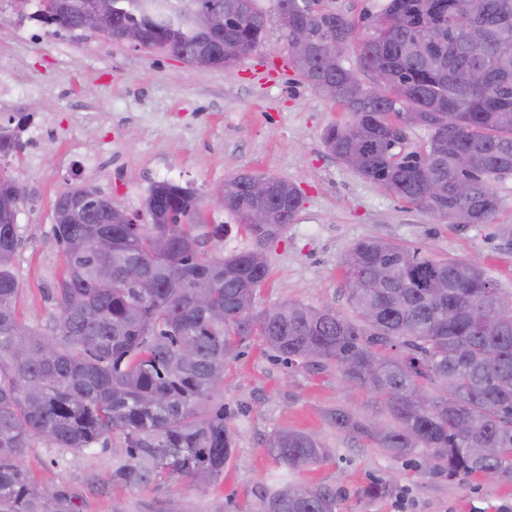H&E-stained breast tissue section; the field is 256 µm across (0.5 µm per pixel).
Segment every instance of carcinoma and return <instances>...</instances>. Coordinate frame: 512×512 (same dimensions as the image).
Instances as JSON below:
<instances>
[{
  "label": "carcinoma",
  "mask_w": 512,
  "mask_h": 512,
  "mask_svg": "<svg viewBox=\"0 0 512 512\" xmlns=\"http://www.w3.org/2000/svg\"><path fill=\"white\" fill-rule=\"evenodd\" d=\"M474 6L494 26L468 41L448 2ZM282 29L308 24L317 42L341 37L352 24L322 0H277ZM123 26L141 31L148 48L211 56L215 34L201 17L224 14V66L239 63L265 39L258 0H110ZM32 19L68 31L92 20L38 0ZM376 82L365 87L353 70L324 65L316 47L288 57L315 90L349 113L326 128L329 153L361 178L417 209L459 224H488L500 198L495 185L512 177V0H387L359 41ZM472 68L484 73L473 84ZM430 132L415 158L397 162L404 129ZM21 148L0 129V157ZM470 167H456L458 155ZM247 174L224 181V211L251 237V249L224 253L228 224H208L202 200L187 187L161 181L138 220L98 189L78 184L82 215L58 197L54 231L64 270L49 293L58 314L29 326L16 312L20 283L15 224L0 223V512H72L67 499L36 486L20 464L34 439L59 448L121 441L112 482L148 489L182 477L217 481L236 451V430L216 402L224 370L241 344L257 337L287 365L332 364L342 381L372 394L394 425L331 414L340 430L371 440L396 457L428 455L432 471L450 481L493 471L512 479V290L500 287L478 262L438 259L379 237L356 242L342 257L347 312L296 300L269 307L242 301L269 277L255 247L263 225L292 222L301 192L276 178L272 193L255 199ZM432 183L437 198L423 196ZM147 256L154 287L118 282L124 264ZM174 278L181 288H169ZM209 300L201 304L197 292ZM455 310L454 318L448 311ZM192 344L195 353L186 355ZM420 393L428 401L417 404ZM467 421L466 430H457ZM264 448L281 471L251 489L250 512H337L336 492L295 476L330 457L313 435L282 430ZM477 448H495L479 458ZM391 483L377 480L359 495L380 499Z\"/></svg>",
  "instance_id": "cac0c4a2"
}]
</instances>
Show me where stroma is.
Returning a JSON list of instances; mask_svg holds the SVG:
<instances>
[{
  "label": "stroma",
  "mask_w": 512,
  "mask_h": 512,
  "mask_svg": "<svg viewBox=\"0 0 512 512\" xmlns=\"http://www.w3.org/2000/svg\"><path fill=\"white\" fill-rule=\"evenodd\" d=\"M266 43L230 68H196L174 55L136 49L88 31L44 26L0 0V121L28 114L50 138L0 160L29 189L16 224L21 247L16 308L29 324L47 323L48 297L63 258L53 233L54 204L77 183L107 194L148 223L153 183L172 181L208 199L225 179L273 174L294 184L302 205L265 252L269 277L258 302L286 299L346 311L341 258L359 240L380 237L433 257L480 259L512 288V177L500 182L491 223L457 224L381 191L332 156L323 143L340 107L291 69L277 0H259ZM224 409L237 432L235 456L216 482L182 478L156 490L112 481L118 440L89 448L33 441L21 459L37 486L65 495L73 512H248L246 492L277 469L263 443L281 427L316 436L331 455L299 474L300 482L336 490L338 512H512V481H448L422 458H394L338 430L329 414L379 415L373 395L343 383L336 367L284 364L251 340L224 372ZM393 479L385 498L358 491Z\"/></svg>",
  "instance_id": "35a3bbf8"
}]
</instances>
